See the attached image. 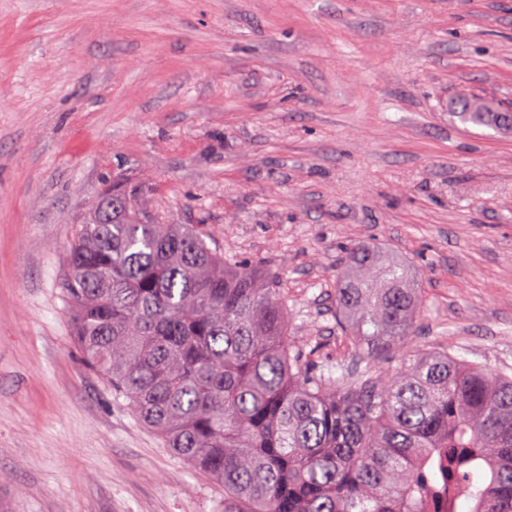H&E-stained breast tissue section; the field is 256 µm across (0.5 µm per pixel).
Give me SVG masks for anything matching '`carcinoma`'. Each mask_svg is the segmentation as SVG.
Returning <instances> with one entry per match:
<instances>
[{"mask_svg": "<svg viewBox=\"0 0 512 512\" xmlns=\"http://www.w3.org/2000/svg\"><path fill=\"white\" fill-rule=\"evenodd\" d=\"M459 121L507 113L477 97ZM127 216L74 226L62 297L82 362L165 447L224 488V512H512V377L413 346L419 279L367 245L347 255L339 327L357 360L313 367L288 295L189 224Z\"/></svg>", "mask_w": 512, "mask_h": 512, "instance_id": "cac0c4a2", "label": "carcinoma"}]
</instances>
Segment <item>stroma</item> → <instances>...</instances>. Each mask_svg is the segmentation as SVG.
<instances>
[{
	"mask_svg": "<svg viewBox=\"0 0 512 512\" xmlns=\"http://www.w3.org/2000/svg\"><path fill=\"white\" fill-rule=\"evenodd\" d=\"M512 0H0V512H224L85 368L59 288L106 183L279 275L291 332L336 329L349 249L408 262L414 342L512 376ZM456 117L462 124H471L479 127L493 125L490 114H496L500 120L507 118L506 112H498L496 107L484 99L477 97L462 98L455 105Z\"/></svg>",
	"mask_w": 512,
	"mask_h": 512,
	"instance_id": "35a3bbf8",
	"label": "stroma"
}]
</instances>
